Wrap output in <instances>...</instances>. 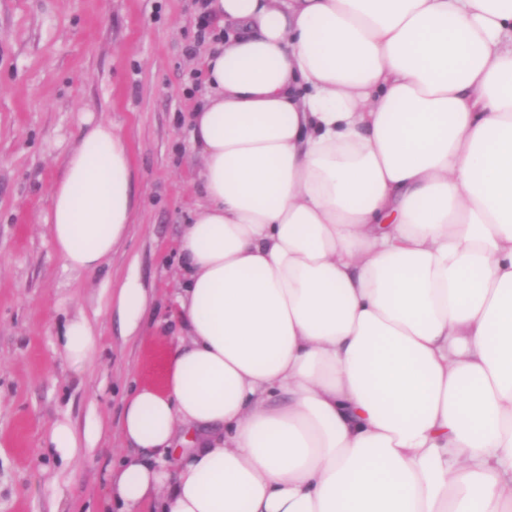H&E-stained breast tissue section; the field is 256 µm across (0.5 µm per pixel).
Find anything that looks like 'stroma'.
<instances>
[{"label":"stroma","instance_id":"stroma-1","mask_svg":"<svg viewBox=\"0 0 512 512\" xmlns=\"http://www.w3.org/2000/svg\"><path fill=\"white\" fill-rule=\"evenodd\" d=\"M198 0H0V512H100L125 444L127 393L160 383L183 280L178 241L198 202L189 118L206 93ZM126 135L138 221L102 268H66L47 220L68 151L90 125ZM135 279L151 302L126 335L105 303ZM85 316L98 344L76 364L59 341ZM69 423L74 457L49 452Z\"/></svg>","mask_w":512,"mask_h":512}]
</instances>
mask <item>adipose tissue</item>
<instances>
[{"label":"adipose tissue","instance_id":"1","mask_svg":"<svg viewBox=\"0 0 512 512\" xmlns=\"http://www.w3.org/2000/svg\"><path fill=\"white\" fill-rule=\"evenodd\" d=\"M200 201L118 512H512V0H213ZM136 213L84 132L49 234L94 272ZM128 333L148 307L112 293ZM76 317L60 341L91 358Z\"/></svg>","mask_w":512,"mask_h":512}]
</instances>
